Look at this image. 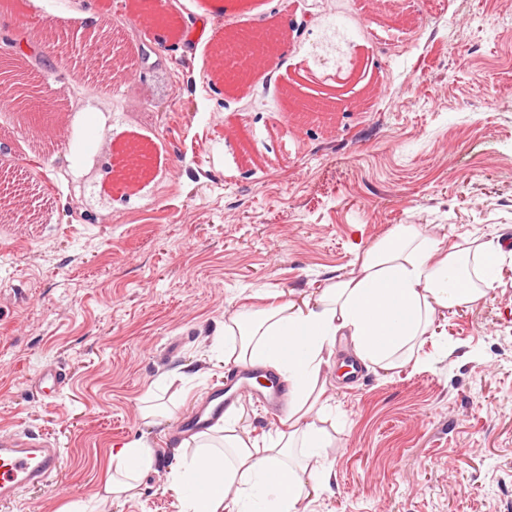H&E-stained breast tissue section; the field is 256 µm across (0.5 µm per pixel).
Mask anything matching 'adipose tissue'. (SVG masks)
Wrapping results in <instances>:
<instances>
[{"mask_svg": "<svg viewBox=\"0 0 512 512\" xmlns=\"http://www.w3.org/2000/svg\"><path fill=\"white\" fill-rule=\"evenodd\" d=\"M501 248L489 242L447 249L418 224H399L367 250L356 272L300 301L243 308L224 321L221 363L263 364L288 382V427L257 445L239 414L222 429L195 437V455L170 469L180 512H301L300 505L328 484L330 439L314 414L317 388L338 337L353 355L391 370L420 365L417 352L435 316L492 292ZM107 491L133 496L152 469L155 450L136 440L114 448Z\"/></svg>", "mask_w": 512, "mask_h": 512, "instance_id": "ef3b65f1", "label": "adipose tissue"}]
</instances>
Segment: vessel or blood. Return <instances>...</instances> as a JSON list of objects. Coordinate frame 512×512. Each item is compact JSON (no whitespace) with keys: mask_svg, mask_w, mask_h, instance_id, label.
Segmentation results:
<instances>
[{"mask_svg":"<svg viewBox=\"0 0 512 512\" xmlns=\"http://www.w3.org/2000/svg\"><path fill=\"white\" fill-rule=\"evenodd\" d=\"M285 396L280 379L268 371L250 367L228 374L224 387L207 395L200 411L192 415L186 428L195 431L223 415L225 409L252 399L270 409H278ZM61 464L59 449L50 444H34L21 433H0V502L15 501L32 487L46 486Z\"/></svg>","mask_w":512,"mask_h":512,"instance_id":"obj_1","label":"vessel or blood"}]
</instances>
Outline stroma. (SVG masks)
Returning a JSON list of instances; mask_svg holds the SVG:
<instances>
[{
	"mask_svg": "<svg viewBox=\"0 0 512 512\" xmlns=\"http://www.w3.org/2000/svg\"><path fill=\"white\" fill-rule=\"evenodd\" d=\"M126 2L17 0L0 14V52L28 37L19 12L64 37L108 19L119 52L150 55L104 87L36 46L25 62L67 111L32 137L0 112V169L46 200L0 223V432L62 455L47 486L0 512H179L169 468L198 401L224 385L210 355L227 315L348 277L399 224L512 251V0H154L178 39L122 21ZM241 24L285 36L244 96L205 75ZM358 61L373 97L336 84ZM291 78L334 94L331 123L286 113ZM129 137L150 150L136 192L113 174ZM434 330L421 367L365 366L353 382L337 345L322 375L333 477L308 512H512V269ZM49 366L65 379L47 396ZM145 399L161 416L142 417ZM139 439L154 467L134 496L107 498L113 445Z\"/></svg>",
	"mask_w": 512,
	"mask_h": 512,
	"instance_id": "obj_1",
	"label": "stroma"
}]
</instances>
